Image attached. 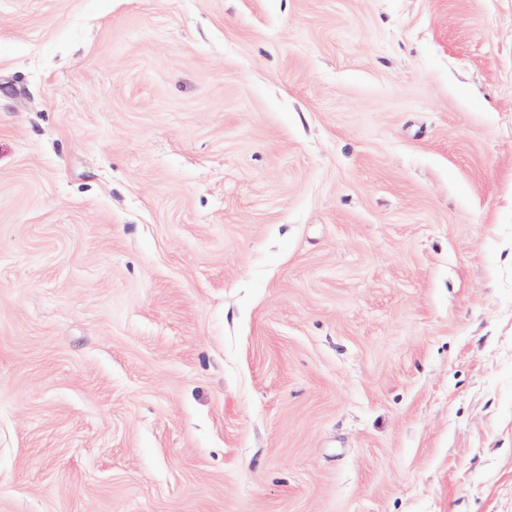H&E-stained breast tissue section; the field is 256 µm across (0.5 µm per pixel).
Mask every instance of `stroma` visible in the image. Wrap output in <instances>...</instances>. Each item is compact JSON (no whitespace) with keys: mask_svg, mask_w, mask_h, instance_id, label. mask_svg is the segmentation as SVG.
Listing matches in <instances>:
<instances>
[{"mask_svg":"<svg viewBox=\"0 0 512 512\" xmlns=\"http://www.w3.org/2000/svg\"><path fill=\"white\" fill-rule=\"evenodd\" d=\"M0 512H512V0H0Z\"/></svg>","mask_w":512,"mask_h":512,"instance_id":"stroma-1","label":"stroma"}]
</instances>
